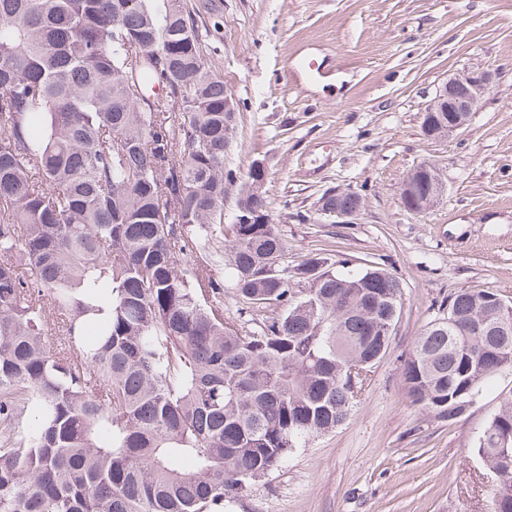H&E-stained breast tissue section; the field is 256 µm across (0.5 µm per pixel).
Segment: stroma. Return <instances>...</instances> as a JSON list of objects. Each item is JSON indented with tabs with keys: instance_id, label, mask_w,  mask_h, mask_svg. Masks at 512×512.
I'll return each mask as SVG.
<instances>
[{
	"instance_id": "35a3bbf8",
	"label": "stroma",
	"mask_w": 512,
	"mask_h": 512,
	"mask_svg": "<svg viewBox=\"0 0 512 512\" xmlns=\"http://www.w3.org/2000/svg\"><path fill=\"white\" fill-rule=\"evenodd\" d=\"M210 25L205 54L236 108L225 168L263 161L264 192L288 243L281 264L329 251L384 264L402 285L401 314L360 404L252 482L224 512H488L494 473L478 437L512 372L445 422L411 404L403 367L451 295L492 291L512 302V0H185ZM314 58L322 78L299 68ZM494 73L467 128L422 131L437 86L456 71ZM437 165L445 189L415 215L400 203L407 173ZM364 199L351 224L321 197Z\"/></svg>"
}]
</instances>
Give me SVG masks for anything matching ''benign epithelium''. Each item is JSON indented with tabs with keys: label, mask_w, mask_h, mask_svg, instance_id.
Returning <instances> with one entry per match:
<instances>
[{
	"label": "benign epithelium",
	"mask_w": 512,
	"mask_h": 512,
	"mask_svg": "<svg viewBox=\"0 0 512 512\" xmlns=\"http://www.w3.org/2000/svg\"><path fill=\"white\" fill-rule=\"evenodd\" d=\"M493 83V75L479 67L467 68L452 74L439 86L426 111L435 115V121L428 125V137L440 139L463 130L469 123L474 112L489 93ZM431 181L434 186V199L420 198L415 193L418 182ZM444 192V183L438 169L430 163H421L414 167L404 178L400 189V200L403 208L410 213L420 214L433 205ZM488 302L496 309L498 321L495 326L504 333L512 328V321L503 316L505 305L503 299L490 295Z\"/></svg>",
	"instance_id": "1"
}]
</instances>
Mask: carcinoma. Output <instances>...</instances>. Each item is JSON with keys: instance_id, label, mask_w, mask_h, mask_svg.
Returning a JSON list of instances; mask_svg holds the SVG:
<instances>
[{"instance_id": "1", "label": "carcinoma", "mask_w": 512, "mask_h": 512, "mask_svg": "<svg viewBox=\"0 0 512 512\" xmlns=\"http://www.w3.org/2000/svg\"><path fill=\"white\" fill-rule=\"evenodd\" d=\"M205 37L182 0L161 15L0 0V512H220L342 425L387 350L399 281L326 252L280 268L266 171L249 169L248 212L224 223L235 124ZM331 200L363 207L351 190ZM217 238L242 312L278 310L255 330L182 261ZM486 295L448 297L405 362L411 402L438 419L512 372ZM475 451L497 474L489 512H512V400Z\"/></svg>"}]
</instances>
